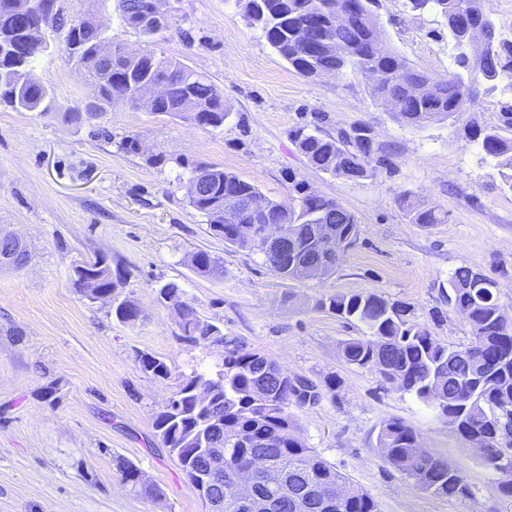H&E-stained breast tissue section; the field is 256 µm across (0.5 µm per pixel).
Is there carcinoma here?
<instances>
[{
    "mask_svg": "<svg viewBox=\"0 0 512 512\" xmlns=\"http://www.w3.org/2000/svg\"><path fill=\"white\" fill-rule=\"evenodd\" d=\"M0 0V106L17 112H49L54 103L45 101L46 89L34 74L33 64L41 51L25 40V19L1 6ZM145 0H117L122 21L153 38L170 28L143 23L139 10ZM251 24L260 27L272 48L300 75L317 78L324 71L342 73L350 68L370 83L372 96L387 106L396 119L415 129L439 121L456 122L466 106L485 85L508 99L500 103L493 121L469 126L466 140L478 145L500 169L504 183L512 190V31L498 27L487 17V28L494 35L492 47H475L464 40L463 31L473 14H483L484 0H411L414 9H431L445 23L453 46L454 66L439 76L413 68L382 38L375 7L378 0H359L344 24L334 20L340 0H252ZM105 39L102 29L89 22L70 26L67 40L82 45V52L71 58L85 71L105 102L122 104L144 81L164 79L167 95L154 113L179 118L202 128L224 125L229 112L224 92L183 63L142 51L131 57L121 44L112 45V65L105 67L97 56V44ZM21 48L27 64L9 68L14 48ZM294 142L309 165L333 177L351 180L368 177L365 167L370 146L360 137L323 136L320 129L306 126L292 131ZM190 180L200 181L205 191L187 190L188 205L202 214L214 234L240 249L262 251L257 237L239 231L241 225H254L249 211L238 208L230 197L260 198L267 208L264 223L277 224L298 241V250L277 266L290 280L305 279L304 270L315 263L321 251L317 237L328 228L341 238L356 242L359 225L355 216L333 199L326 198L302 180L290 178L288 200H275L262 194L253 183L216 165L198 163ZM399 207L411 224L430 227L447 222L434 207L403 194ZM188 262L201 276H215L222 266L210 254L198 251ZM73 286L87 297L97 291L116 292L120 280L112 275L105 257L74 267ZM497 282L490 286L476 279L467 266L455 269L448 287L440 296L448 308L468 313L472 339L463 346L443 345L428 328L412 322L407 307L373 293L334 294L318 300L316 308L327 310L348 321L361 324L365 336L343 343L347 363L377 372L396 388L410 393L429 408L459 418L456 433L467 440L478 434L489 444L482 456L484 465L500 474L501 494L512 497V459L503 464L500 439L512 434V321L506 322L497 296ZM170 295L177 311L180 338L191 343L213 340L224 347V369L217 378L195 373L186 377L169 403L157 413L154 428L163 446L176 458L181 470L211 466L228 474L243 466L256 452L264 455L265 469L260 479L272 492L280 480L304 478L307 488L306 512H378L373 497L363 488L347 482L323 458L308 448L296 432L291 407L304 408L319 403L325 393L336 390V379L321 383L301 378L295 386L290 379H278L282 370L263 354L247 350L224 338L223 331L203 319L196 309L182 300L173 282L161 286ZM112 314L122 323L138 319L139 308L123 299ZM140 369L154 377H166L165 361L150 355L138 356ZM210 389L209 408L196 404L195 391ZM378 448L398 471L417 487L447 498H469L470 485L448 461L425 448L414 429L389 420L379 430ZM203 448H222L224 455L208 456ZM140 470L132 464L119 466L120 480L137 493L155 494L151 486L139 487L133 480ZM341 484L347 494L340 507H328L319 489Z\"/></svg>",
    "mask_w": 512,
    "mask_h": 512,
    "instance_id": "carcinoma-1",
    "label": "carcinoma"
}]
</instances>
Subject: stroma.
<instances>
[{"label": "stroma", "instance_id": "35a3bbf8", "mask_svg": "<svg viewBox=\"0 0 512 512\" xmlns=\"http://www.w3.org/2000/svg\"><path fill=\"white\" fill-rule=\"evenodd\" d=\"M170 4V29L148 38L121 21L116 0H54L64 24L47 31L35 64L54 108L0 107V232L17 234L29 251L22 269L0 266V512H205L154 419L184 377L216 376L224 349L181 339L175 310L156 299L167 282L179 284L203 319L288 375L335 377L333 394L296 410L298 433L367 490L379 512H512L498 474L434 410L345 361L343 342L363 336V327L315 307L333 293H373L408 305L411 320L438 342L464 345L470 326L448 309L440 286L468 266L498 282L512 318V191L497 168L467 142L462 124L420 130L398 122L359 73L299 75L248 24L242 0ZM89 15L113 42L180 61L216 84L229 111L223 126L102 106L65 51L68 22ZM377 15L383 38L410 66L447 74L448 33L432 10L379 0ZM313 123L331 136L367 127L382 149L367 162L369 177L312 168L291 133ZM133 133L142 153L119 148ZM150 152L168 163L148 166ZM198 162L278 200L296 176L355 215L358 239L330 279L283 280L263 254L228 245L188 205L178 181ZM404 193L446 212L447 223H408L397 204ZM200 250L219 260L221 276L190 267L189 254ZM101 255L122 278L121 296L139 305L135 322H118L109 303L74 288V267ZM141 352L161 357L169 377L144 374ZM392 419L446 458L472 497L434 495L396 470L377 446ZM120 459L142 471L156 496L121 483Z\"/></svg>", "mask_w": 512, "mask_h": 512}]
</instances>
